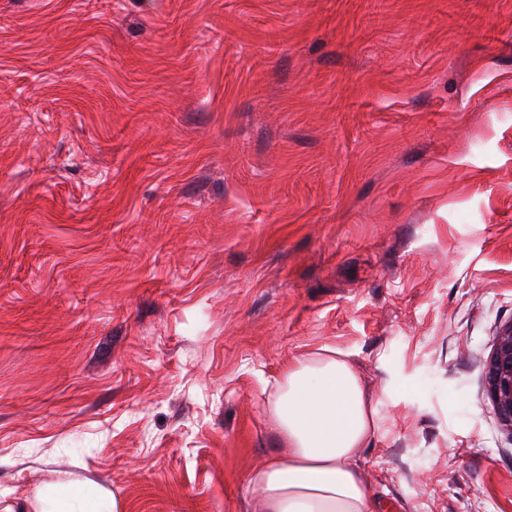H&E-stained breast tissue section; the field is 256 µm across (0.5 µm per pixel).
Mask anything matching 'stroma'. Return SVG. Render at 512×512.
<instances>
[{
    "mask_svg": "<svg viewBox=\"0 0 512 512\" xmlns=\"http://www.w3.org/2000/svg\"><path fill=\"white\" fill-rule=\"evenodd\" d=\"M512 0H0V512H256L342 350L377 512H512ZM485 369L487 396L498 420L512 432V321L499 333ZM82 488H71L58 499L55 512H111Z\"/></svg>",
    "mask_w": 512,
    "mask_h": 512,
    "instance_id": "1",
    "label": "stroma"
}]
</instances>
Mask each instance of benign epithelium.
<instances>
[{
	"instance_id": "7a95c632",
	"label": "benign epithelium",
	"mask_w": 512,
	"mask_h": 512,
	"mask_svg": "<svg viewBox=\"0 0 512 512\" xmlns=\"http://www.w3.org/2000/svg\"><path fill=\"white\" fill-rule=\"evenodd\" d=\"M485 378L494 412L512 432V322L497 337L486 362Z\"/></svg>"
}]
</instances>
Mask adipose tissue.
Wrapping results in <instances>:
<instances>
[{
  "mask_svg": "<svg viewBox=\"0 0 512 512\" xmlns=\"http://www.w3.org/2000/svg\"><path fill=\"white\" fill-rule=\"evenodd\" d=\"M270 415L282 446L249 477L258 512H376L360 464L377 433L375 400L342 351L291 362Z\"/></svg>",
  "mask_w": 512,
  "mask_h": 512,
  "instance_id": "1",
  "label": "adipose tissue"
}]
</instances>
